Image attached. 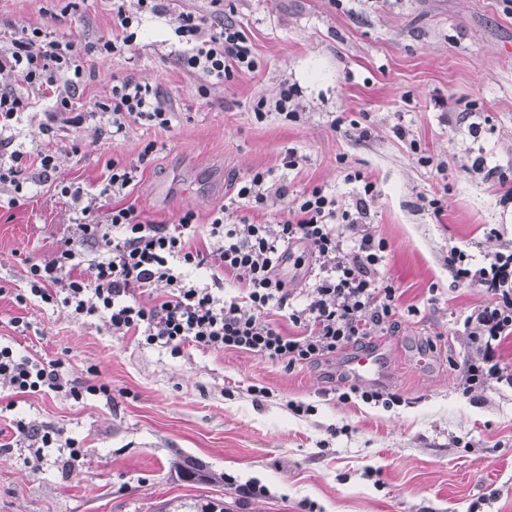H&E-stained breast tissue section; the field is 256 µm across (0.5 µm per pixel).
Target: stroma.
I'll list each match as a JSON object with an SVG mask.
<instances>
[{"label":"stroma","instance_id":"1","mask_svg":"<svg viewBox=\"0 0 512 512\" xmlns=\"http://www.w3.org/2000/svg\"><path fill=\"white\" fill-rule=\"evenodd\" d=\"M112 3L0 0V47L22 28L96 41L112 32ZM224 13L259 68L207 98L165 15L142 14L136 63L85 60L94 78L82 100H105L113 78L131 76L164 96L169 127L137 123L113 139L97 115L50 123L37 99L12 138L39 147L53 124L56 180L92 187L109 160L138 162L127 200L153 221L192 211L208 224L259 170H274L288 195L243 207L258 224L313 187L346 206L372 183L367 221L388 242L381 275L400 293L394 328L370 344L385 359L374 387L394 401H339L353 347L291 368L242 351L174 354L60 305L16 302L26 258L50 256L75 229L56 180L39 182L0 208V342L63 359L69 379L106 378L112 395L38 393L12 409L0 400V430L23 416L81 449L71 467L66 449H45L37 470L26 448L0 453V512H512V386L459 389L472 354L464 320L491 294L448 266L454 247L477 262L512 248V0H224ZM284 83L298 91L296 118L256 119L254 102ZM290 149L298 163L287 169ZM17 316L29 330L15 329ZM247 482L265 496L243 500Z\"/></svg>","mask_w":512,"mask_h":512}]
</instances>
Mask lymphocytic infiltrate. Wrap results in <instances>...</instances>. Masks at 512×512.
<instances>
[{
    "mask_svg": "<svg viewBox=\"0 0 512 512\" xmlns=\"http://www.w3.org/2000/svg\"><path fill=\"white\" fill-rule=\"evenodd\" d=\"M213 15L182 11L174 18V34L183 49L182 65L221 82L254 72L258 63L242 30L225 18L223 0H210ZM167 13L165 0H114L113 35L92 44H78L40 30L14 37L0 52V74L20 80L41 97L52 99L60 111H75L80 86L91 80L83 60L130 49L143 11ZM100 113L110 136L123 134L130 124L170 126L173 113L148 84L126 77L113 81L107 99L89 105ZM56 149L33 152L13 148L0 138V188H9L12 203L25 198L29 185L57 179ZM105 181L94 189L57 180V190L75 214L82 242L93 243L100 257L90 276L78 274L80 254L72 238H63L55 254L29 261L28 291L17 302L35 298L62 303L78 320L99 319L116 336H133L139 343L180 352L184 346L209 351H244L287 366L313 364L337 351L383 335L397 313V290L382 280L380 265L386 240L366 224L364 201L343 208L335 196L316 187L303 192L275 223L256 224L238 212L241 202L262 205L269 193L268 173H251L239 183L235 198L216 207L205 229H198L193 212L173 224L142 219L134 204L121 203L137 167L110 160ZM118 205L101 210L104 198ZM203 236L205 249H192L191 238ZM307 244L297 252V244ZM313 264L318 273L303 304L292 301L279 276L284 259ZM468 256L451 249L449 263L457 279L488 289L493 299L465 321L472 355L463 366V395L508 380L495 361V350L512 332V250L484 255L478 269L466 268ZM211 272L212 287H199L196 273ZM232 282L240 295L225 297L216 285ZM284 313L296 334H288L271 312ZM59 359L23 355L0 345V394L16 404L37 392H81L110 396L100 382L82 385L66 378Z\"/></svg>",
    "mask_w": 512,
    "mask_h": 512,
    "instance_id": "obj_1",
    "label": "lymphocytic infiltrate"
}]
</instances>
